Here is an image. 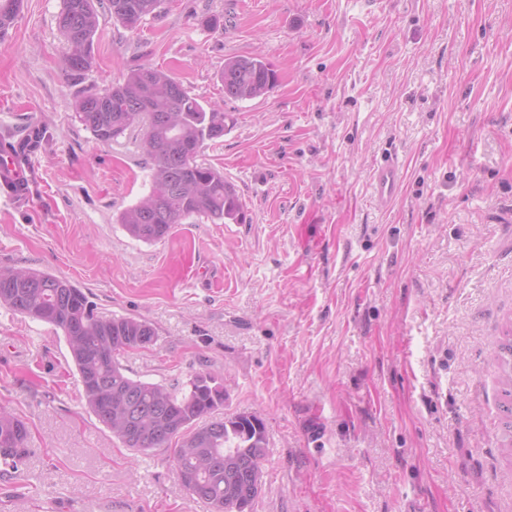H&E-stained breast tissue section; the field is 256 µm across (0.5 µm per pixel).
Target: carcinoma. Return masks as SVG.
<instances>
[{
  "label": "carcinoma",
  "mask_w": 512,
  "mask_h": 512,
  "mask_svg": "<svg viewBox=\"0 0 512 512\" xmlns=\"http://www.w3.org/2000/svg\"><path fill=\"white\" fill-rule=\"evenodd\" d=\"M104 4L112 20L138 29L161 13L164 0H63L58 26L66 51L63 66L82 77L95 64L93 45ZM21 0H0V33L10 27ZM219 79L224 96L250 100L276 86L278 76L259 56L224 61ZM152 100L165 111L146 112ZM76 117L102 143H111L134 126L143 130L142 148L150 160L152 190L116 216L134 238L145 243L168 237L192 217L240 224L244 208L233 184L200 160L204 145L224 136L226 116L202 104L169 73L143 65L104 93L76 102ZM0 268V307L60 329L82 387V398L98 422L124 446L145 453L174 443L173 463L191 496L210 512H251L262 490L252 477L254 464L268 453L261 417L236 413L215 417L224 407V385L208 372L192 375L179 388L133 379L117 356L143 348L156 331L144 319L98 315L82 289L49 272ZM503 412L512 414V363L501 358ZM28 430L10 410L0 407V460L14 468L24 458Z\"/></svg>",
  "instance_id": "obj_1"
}]
</instances>
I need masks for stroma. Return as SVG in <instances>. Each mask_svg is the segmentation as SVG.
Instances as JSON below:
<instances>
[{"label":"stroma","mask_w":512,"mask_h":512,"mask_svg":"<svg viewBox=\"0 0 512 512\" xmlns=\"http://www.w3.org/2000/svg\"><path fill=\"white\" fill-rule=\"evenodd\" d=\"M62 0H23L0 36V267L82 288L157 340L129 376L207 371L225 413L259 415L252 512H512L499 340L512 327V0H166L135 32L100 18L83 78L60 61ZM216 16L218 27L205 18ZM233 56L278 74L234 100ZM151 65L228 115L202 158L245 219H187L155 243L120 211L150 190L139 130L103 144L74 105ZM397 157L395 202L373 169ZM61 330L0 308V406L28 426L0 512H208L167 448L136 454L90 414Z\"/></svg>","instance_id":"1"}]
</instances>
